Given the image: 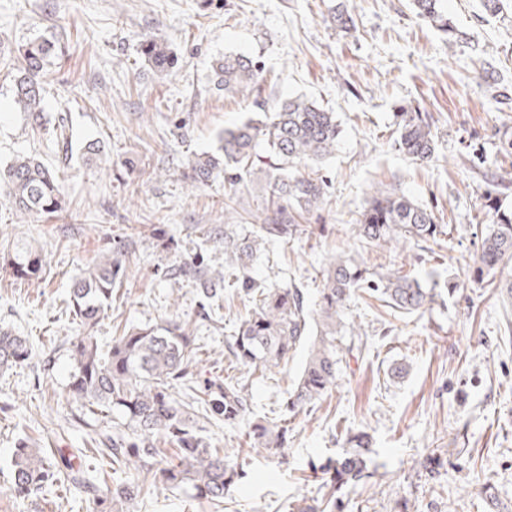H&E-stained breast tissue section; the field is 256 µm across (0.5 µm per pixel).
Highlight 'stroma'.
I'll use <instances>...</instances> for the list:
<instances>
[{
    "instance_id": "35a3bbf8",
    "label": "stroma",
    "mask_w": 512,
    "mask_h": 512,
    "mask_svg": "<svg viewBox=\"0 0 512 512\" xmlns=\"http://www.w3.org/2000/svg\"><path fill=\"white\" fill-rule=\"evenodd\" d=\"M345 4L351 30L332 16ZM463 34H447L419 18L412 0H0V54L39 35L59 37L64 52L48 67L45 116L71 117L77 140H102L106 166L72 161L61 175L65 211L27 222L0 198V328L33 347L23 365L0 374V512H92L91 494L54 485L51 494L16 497L11 458L19 441L47 454L82 449L96 484L125 483L97 450L112 431V414L70 397L75 368L69 343L79 328L67 307L69 286L117 240L131 242L112 309L93 330L109 348L124 328L189 321L198 338L192 384L226 378L247 382L256 416L288 428L285 457L254 449L244 424L199 420L213 447L243 476L224 512H296L325 498L313 466L336 458L347 437L372 438L371 478L345 487L336 512H498L512 505V261L482 283L473 271L487 222L482 198L496 193L512 209V0L493 15L483 0H445ZM155 36L180 57L161 75L138 53ZM233 53L262 66L255 100L224 96L209 78L218 56ZM494 71L495 81L484 79ZM15 72L0 66V167L16 156L51 167L58 152L12 107ZM301 97L335 112L342 134L334 153L308 172L326 178L324 204L309 215L306 234L267 245L252 277L287 282L315 301L329 259L349 254L370 271L403 268L442 283L430 309L410 315L366 291L349 303L348 319L368 336L363 352L344 354L336 385L290 414L285 403L305 349L264 371L229 367L224 345L249 304L224 291L221 317H199L191 282L170 276L173 262L201 254L224 268V252L200 227L236 224L257 213L266 185L254 183L237 213L224 212V181L192 189L188 157L212 151L216 136L255 114ZM426 113L437 158L418 164L395 144L396 112ZM410 196L448 227L440 247L369 245L352 226L371 186ZM26 245L42 253V278H16L10 258ZM401 376H393L396 367ZM430 469H423L424 459ZM128 512H216L189 492L150 489Z\"/></svg>"
}]
</instances>
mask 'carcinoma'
<instances>
[{"label": "carcinoma", "mask_w": 512, "mask_h": 512, "mask_svg": "<svg viewBox=\"0 0 512 512\" xmlns=\"http://www.w3.org/2000/svg\"><path fill=\"white\" fill-rule=\"evenodd\" d=\"M413 7L418 16L450 36L455 34L442 0H413ZM59 51L58 40L44 36L18 48L21 67L14 78L12 101L34 129L43 126V77ZM140 54L158 72L169 73L178 64L174 50L155 37L141 41ZM259 75L256 63L241 55H226L212 66L214 88L231 96L253 95ZM254 106L263 112V117L250 118L222 131L215 151L197 154L188 161L185 178L197 188L224 177L228 186L225 209L229 211L254 180H265L270 190L256 215L260 220L257 230L241 234L235 225L226 224L222 231L202 227L200 232L213 246L224 250V267L239 274L237 285L252 304L227 344V358L265 370L288 360L299 347H307L302 372L286 402V411L295 413L334 386L343 352L367 348V334L347 322V303L356 291L366 288L386 306L413 313L432 302L437 281L433 278L428 282L400 269L370 273L356 259L336 256L323 271L322 288L312 311L306 308L300 289L286 283H256L249 271L260 258V245L301 234L305 228L300 220L325 201L328 185L323 178L304 175L298 166L332 155L342 129L335 113L300 97L271 110L258 100ZM396 133L398 150L410 159L427 162L435 157L434 135L422 113H397ZM51 137L58 151L69 156L72 134L67 119L52 127ZM80 151L88 162L106 157L98 140L86 141ZM0 196L32 223L66 209L57 171L31 155L18 157L0 168ZM482 210L490 229L483 238L476 280L512 257V210L503 208L499 198L490 193ZM446 228L447 225L436 223L427 206L378 188L367 198L352 231L368 244L415 242L439 246ZM125 251L127 244H116L73 281L70 312L81 328H94L112 307V292L124 272ZM11 266L18 277L38 279L43 259L30 249L19 250ZM171 274L194 283L198 294L208 302L206 317H211L213 305L224 294V273L215 274L200 264L185 262L171 268ZM70 352L75 369L69 393L90 406L112 411L122 420L123 428L112 431L110 447L100 449L101 455L109 457L114 468L127 466L133 457L139 462L137 472L145 473L140 481L113 488L94 487L96 505L109 498L115 503L130 502L149 485L188 488L197 498L215 504L224 502V495L237 484L240 474L236 465L212 447L196 426V419L243 421L251 414L252 398L244 383L227 382L217 392L198 391L188 385L190 366L197 353L196 336L188 322L170 320L160 326L134 327L116 338L106 353L86 333L70 343ZM31 355L32 347L26 338L0 328L1 372L22 365ZM182 386L189 390L183 399L175 396V390ZM287 433L286 426L254 422L249 426L248 437L265 454L282 456L288 445ZM161 440L175 447L178 463L159 460L161 449L157 443ZM370 452L368 434L357 432L349 436L343 453L322 468L323 483L336 492L360 482L368 474ZM61 474L77 487L89 483L73 455L61 454L52 463L41 449L24 441L14 449L11 490L15 496L46 493Z\"/></svg>", "instance_id": "cac0c4a2"}]
</instances>
